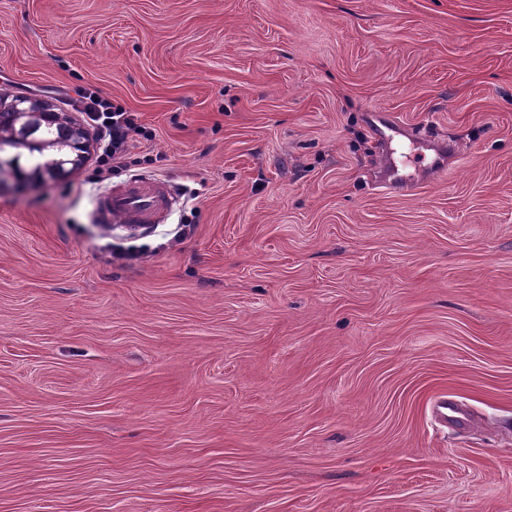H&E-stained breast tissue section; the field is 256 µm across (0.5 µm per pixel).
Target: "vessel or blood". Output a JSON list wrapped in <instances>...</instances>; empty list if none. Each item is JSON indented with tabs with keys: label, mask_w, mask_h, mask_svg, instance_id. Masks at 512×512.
Segmentation results:
<instances>
[{
	"label": "vessel or blood",
	"mask_w": 512,
	"mask_h": 512,
	"mask_svg": "<svg viewBox=\"0 0 512 512\" xmlns=\"http://www.w3.org/2000/svg\"><path fill=\"white\" fill-rule=\"evenodd\" d=\"M381 185L390 190H406L412 183L401 174L392 154L382 156ZM173 197L168 184L154 178H130L113 185L95 204V218L109 224L147 226L164 222L172 207Z\"/></svg>",
	"instance_id": "vessel-or-blood-1"
}]
</instances>
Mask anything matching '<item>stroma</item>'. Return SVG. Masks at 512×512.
Wrapping results in <instances>:
<instances>
[{
  "label": "stroma",
  "mask_w": 512,
  "mask_h": 512,
  "mask_svg": "<svg viewBox=\"0 0 512 512\" xmlns=\"http://www.w3.org/2000/svg\"><path fill=\"white\" fill-rule=\"evenodd\" d=\"M80 87L175 204L0 192V512H512V0H0V89ZM382 178L380 185L390 190H408L412 187L411 181L406 179V175L400 173V169L391 153L382 154L381 163ZM168 184L161 179L130 178L112 186L95 204V218L101 224L118 221L134 226L160 224L172 204Z\"/></svg>",
  "instance_id": "obj_1"
}]
</instances>
